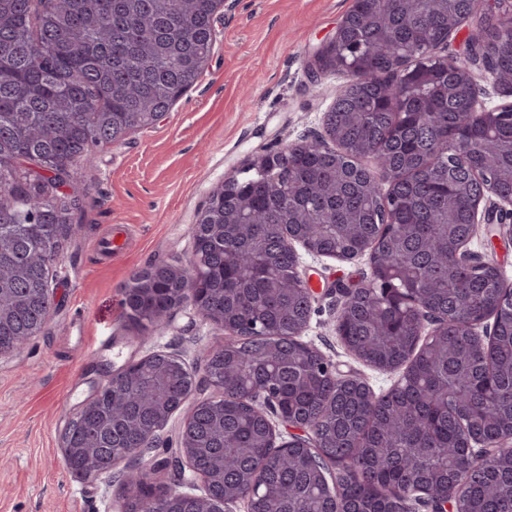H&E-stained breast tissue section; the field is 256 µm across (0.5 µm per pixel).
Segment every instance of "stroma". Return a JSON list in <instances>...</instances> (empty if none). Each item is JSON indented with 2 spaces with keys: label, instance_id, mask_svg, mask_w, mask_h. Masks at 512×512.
<instances>
[{
  "label": "stroma",
  "instance_id": "35a3bbf8",
  "mask_svg": "<svg viewBox=\"0 0 512 512\" xmlns=\"http://www.w3.org/2000/svg\"><path fill=\"white\" fill-rule=\"evenodd\" d=\"M354 0H236L216 23L209 66L159 122L94 148L73 168L83 200L82 230L53 266L56 309L24 350L0 356V512H125L111 478L66 469L62 434L99 380L96 365H122L157 351L198 371L208 348L224 340L194 307L160 331L135 332L124 287L149 263H184L198 209L256 153L324 132L323 116L349 77L308 76L314 49L333 34ZM129 227L128 250L96 251L114 226ZM369 270L300 251L298 271L315 302L302 336L341 372L359 375L378 394L398 379L351 355L336 333L340 289Z\"/></svg>",
  "mask_w": 512,
  "mask_h": 512
}]
</instances>
